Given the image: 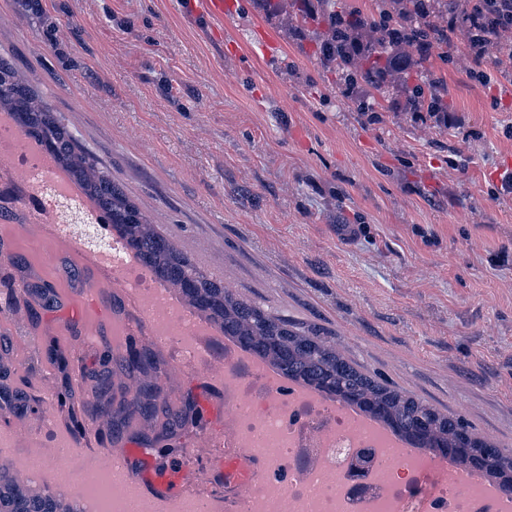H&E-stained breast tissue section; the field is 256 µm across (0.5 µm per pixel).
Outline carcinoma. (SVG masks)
<instances>
[{"mask_svg": "<svg viewBox=\"0 0 512 512\" xmlns=\"http://www.w3.org/2000/svg\"><path fill=\"white\" fill-rule=\"evenodd\" d=\"M425 0H404L396 13L382 10L380 20L371 23L346 7L332 14L317 41L323 59L345 74L348 81H360L380 89V74L392 76L403 70L392 67L393 54L428 41L432 29L415 26L408 20L425 13ZM361 35L365 50L353 55L348 47ZM408 104L415 112L445 109L437 84L415 85ZM14 109L25 135L54 151L63 166L93 198L137 261L154 277L178 291L180 299L198 316L216 326L225 337L254 352L279 369L284 377L315 387L341 405L365 409L383 420L415 447L430 453L454 451L457 460L480 469L501 482L512 485V451L508 452L478 436L459 415L447 414L424 400L404 392L375 374L346 359L336 340L315 328H302L287 318L252 304L224 280L202 270L186 253L151 224L147 215L112 181L111 172L76 141L64 121L50 112L47 103L30 90L16 69L0 59V107ZM23 303L37 304L44 310L59 307V300L48 287L27 283L21 288ZM49 360L63 375L57 401H73L68 379L70 351L54 340L47 347ZM102 371L92 392L96 409L107 417L109 439L125 438L143 448H155L177 431L196 420L195 401L186 399L173 405L163 395L158 381V365L146 346L125 350L107 349L100 360ZM122 375L137 383L130 396L117 400L110 389L112 376ZM19 413L30 410L25 393L19 388L0 386V400ZM0 512H73L50 487L31 490L18 483L10 470L0 466Z\"/></svg>", "mask_w": 512, "mask_h": 512, "instance_id": "cac0c4a2", "label": "carcinoma"}]
</instances>
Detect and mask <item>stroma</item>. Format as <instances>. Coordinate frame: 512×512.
Returning <instances> with one entry per match:
<instances>
[{"mask_svg": "<svg viewBox=\"0 0 512 512\" xmlns=\"http://www.w3.org/2000/svg\"><path fill=\"white\" fill-rule=\"evenodd\" d=\"M236 2L219 22L180 0H0V58L202 269L512 449V64L459 33L412 53L405 81L353 89L316 33L338 4L373 21L381 0H311L301 26L290 0ZM432 76L451 124L406 104ZM8 249L25 262H0V309L24 282L59 295L29 353L10 348L40 402L60 326L89 370L112 329L89 345L71 321L96 268L50 237Z\"/></svg>", "mask_w": 512, "mask_h": 512, "instance_id": "stroma-1", "label": "stroma"}]
</instances>
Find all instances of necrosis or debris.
<instances>
[{"label": "necrosis or debris", "instance_id": "necrosis-or-debris-1", "mask_svg": "<svg viewBox=\"0 0 512 512\" xmlns=\"http://www.w3.org/2000/svg\"><path fill=\"white\" fill-rule=\"evenodd\" d=\"M0 145L35 180L27 197L53 211V235L71 239L122 287L133 290L151 342L176 345L192 372H208L206 339L214 328L186 317L146 269L121 261V242L89 235L82 206L66 191L41 182V159L12 128L0 126ZM223 359L224 408L241 442L264 459L261 472L240 494V512H502L498 500L476 493L469 479L449 478L445 465L411 452L384 462L374 439L359 431L349 414L317 397L284 395L268 372L239 356L234 342L225 341ZM364 451L373 463L352 477L350 461Z\"/></svg>", "mask_w": 512, "mask_h": 512}]
</instances>
